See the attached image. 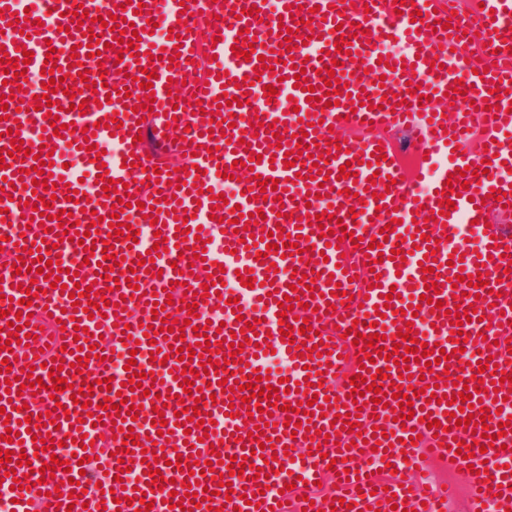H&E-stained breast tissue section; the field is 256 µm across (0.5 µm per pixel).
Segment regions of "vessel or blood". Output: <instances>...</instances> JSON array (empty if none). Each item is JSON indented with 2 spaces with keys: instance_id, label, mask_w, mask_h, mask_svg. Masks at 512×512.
<instances>
[{
  "instance_id": "vessel-or-blood-1",
  "label": "vessel or blood",
  "mask_w": 512,
  "mask_h": 512,
  "mask_svg": "<svg viewBox=\"0 0 512 512\" xmlns=\"http://www.w3.org/2000/svg\"><path fill=\"white\" fill-rule=\"evenodd\" d=\"M29 9L27 0H0V17L11 25L0 33V47L8 62L25 63L27 71H41L47 55H54L66 73L51 95V110H21L29 94L18 81L6 78L8 62H0V97L8 99L10 114L0 121V156L6 166L0 176L17 186L0 218V237L9 242L0 248V310L9 322L20 311V299L31 285L43 294L33 299L29 311L30 345L13 344L8 326L0 328V451H24L25 464L16 477L25 490L19 508L28 512L32 500H41L46 512H67L82 506L79 465L70 473L55 469L42 478L29 464L41 451L43 438L72 441L85 439L78 456L96 457L104 470L100 489L105 512H139L142 501L153 504L152 512H170L180 501L185 512H257L258 506L273 512H448L450 492L426 489L410 476L425 458L444 456L462 469L470 489L473 512H512V424L501 425L499 416L488 419L487 437H476L471 428L456 425L446 416L447 404L426 402L420 388L437 386L452 395L457 385L471 384L473 375L487 383L482 408L502 402L512 387L502 383L501 364L507 349L499 338L512 333V226L491 223L490 209L512 212V181L503 179V166L512 167V0H483L475 11H457L455 0H39ZM145 14H138V6ZM93 17L92 25L78 24L76 10ZM113 19V28L102 25ZM166 27L164 44L153 39L155 26ZM249 30L254 44L238 41ZM345 40L344 51L335 43ZM479 42L480 59H472L466 47ZM248 58H241V51ZM31 60H24V52ZM333 66L335 76L347 83L348 92L334 106H326L327 90L320 69ZM154 72L151 88L140 87L141 70ZM290 86L295 107L280 99L264 102L260 92L271 80ZM98 83L97 100L82 109L70 106L69 97ZM462 93H454L455 84ZM314 87L315 102H308L307 87ZM242 105L231 108V98ZM437 100L460 103L453 118L434 109ZM62 123L54 131L51 119ZM119 127L107 129L110 120ZM95 133L84 136L83 128ZM408 139V148L418 158L412 176H405L398 145L383 137V130ZM24 150H15V142ZM304 149H297V142ZM117 145L113 158H105L106 146ZM174 146L182 159L179 169L150 152V145ZM297 153L293 166H285L286 153ZM78 156L88 170L121 180L122 189L110 194L102 188L81 190L79 179L64 169L68 156ZM49 163L53 174L47 192L52 201L47 215H40L39 200L30 184L36 161ZM253 168H246V161ZM348 165L352 176L342 178L339 168ZM233 174L236 192L228 201L211 198L209 189L220 174ZM277 180L275 191L262 194L259 180ZM453 188L456 198L450 214H440L442 192ZM124 202L120 214L112 207ZM95 211L100 221L90 225L84 211ZM263 211L262 223L250 215ZM233 217L238 231L224 230L222 218ZM141 231L136 244L111 235L112 219ZM471 225L476 250L460 246L458 226ZM76 225L78 232L97 228L93 240L77 243L64 239L63 229ZM199 230L207 251L226 249L225 261L251 271L253 286H237V298L247 296L246 306L222 305V284H209L207 275L218 261L196 258L176 236L179 226ZM166 237L165 249H155L154 230ZM296 236L302 253L287 255L284 244ZM110 241L119 270L99 273L104 260L94 243ZM438 251H430L431 241ZM46 242V257L59 261L71 256L69 269L61 273L59 288H51L44 275L16 272V261L32 263L31 244ZM152 253L149 267L138 264L139 256ZM462 260L449 266L450 257ZM431 269L439 290L441 308L421 303L424 269ZM134 271L138 282L129 287L120 272ZM307 275L312 286L299 282ZM481 275L482 286L465 281L451 285L455 275ZM92 287V296L70 299L71 285ZM296 300L289 316H279L278 303L287 292ZM197 303V319L178 309L177 300ZM99 304L94 319H76L75 311L88 301ZM161 305L152 312L151 302ZM223 307V320L213 319L215 307ZM385 316L377 327L385 329L383 355L367 363L371 354L367 338L376 327L364 318L375 307ZM476 308L478 316L463 323L464 352L451 341L454 307ZM184 321L183 332L163 333L166 316ZM308 319L310 331L281 335L282 323ZM254 322L253 335H244L247 322ZM61 328L50 331L49 326ZM87 327L96 355L82 371L73 364L78 354L74 324ZM207 330L209 342L220 343L219 352L206 357L180 359L182 344H195V328ZM356 329L362 341L345 338ZM411 331L414 338L435 337L448 351L446 364L426 367L424 362L387 365L396 333ZM240 342L239 363L229 361L230 343ZM167 351V362L151 360V347ZM275 350L287 359L298 389L280 396L272 407V426L255 432L259 417L248 410L258 400L243 403L239 390L225 394L220 386L225 373H232L240 387L258 367L260 356ZM318 357H310V350ZM135 358L134 372L143 376L137 389L123 387L112 376V355ZM360 365L361 376L386 378L376 385L385 394L383 404L370 397L350 403L337 401L334 377L344 357ZM65 360L61 375L93 385L88 408L65 400L62 408L47 412L44 389H32V377H47L44 364ZM195 370V386L202 395H215L212 404H196L185 394L183 369ZM18 384L6 385V376ZM498 389H491V382ZM414 395L416 410L411 420L398 423L400 408L395 389ZM121 394L138 404L137 416L127 414L93 419L99 402L108 393ZM332 397L331 411H321L318 401ZM302 401L305 414H286L283 405ZM163 403L168 431L158 434L152 421L155 403ZM223 418V425H193L182 407ZM235 417H228V410ZM358 414L359 432L351 430V414ZM11 427H4L5 418ZM439 420L441 432L427 423ZM35 423L27 433V423ZM142 438L141 444L124 448L126 429ZM388 432L377 442L374 430ZM20 435L8 443L5 431ZM417 442H410L411 433ZM274 438V447L262 448L267 460L255 468V448L261 438ZM362 447H355L356 438ZM485 446V453L472 460L459 455L461 444ZM177 448L181 465H165L164 449ZM220 453L213 471L189 475L185 464L209 460ZM246 455L243 476L232 477L233 493L217 494V474L226 472L231 456ZM151 456L144 464L143 456ZM296 466H289V458ZM166 474L162 486L152 483L153 470ZM136 485H129L130 476ZM332 478L333 490L314 495V504L302 507L288 501L285 485ZM124 490H116L117 480ZM185 482L194 492H206L200 504L173 494L174 482Z\"/></svg>"
}]
</instances>
